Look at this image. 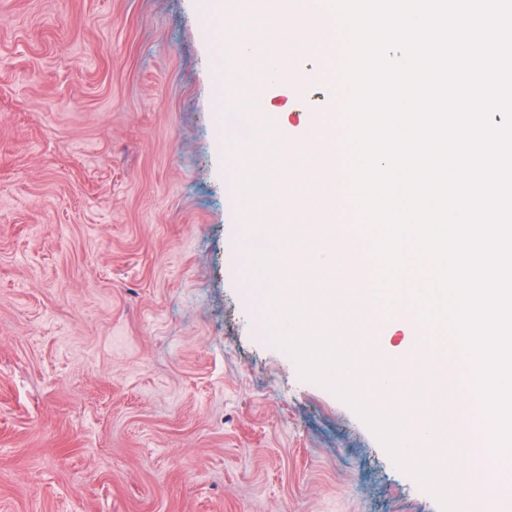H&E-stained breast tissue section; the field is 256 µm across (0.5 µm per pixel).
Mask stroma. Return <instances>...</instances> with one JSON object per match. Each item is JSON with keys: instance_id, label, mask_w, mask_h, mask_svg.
I'll list each match as a JSON object with an SVG mask.
<instances>
[{"instance_id": "stroma-1", "label": "stroma", "mask_w": 512, "mask_h": 512, "mask_svg": "<svg viewBox=\"0 0 512 512\" xmlns=\"http://www.w3.org/2000/svg\"><path fill=\"white\" fill-rule=\"evenodd\" d=\"M209 0H0V512H441L274 344Z\"/></svg>"}]
</instances>
